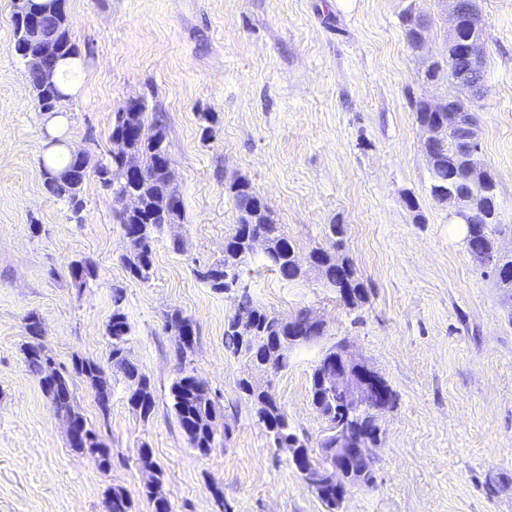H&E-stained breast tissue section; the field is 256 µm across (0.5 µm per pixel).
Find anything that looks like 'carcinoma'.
<instances>
[{"mask_svg":"<svg viewBox=\"0 0 512 512\" xmlns=\"http://www.w3.org/2000/svg\"><path fill=\"white\" fill-rule=\"evenodd\" d=\"M44 11V21L48 31L57 38L59 59L62 64L78 55L75 43L70 33L57 32L56 0H49L41 4ZM444 69L448 74L455 75L458 70V61L448 59V48L444 47L434 60L431 71ZM29 82L36 94L39 109H46L53 114L61 111L63 102L67 101L69 94L64 92L61 85L56 84L49 88L42 87L33 75H28ZM461 96L454 99L442 112H435L422 100L413 101L415 115L419 119H427L433 122L447 123L460 134H465L470 128L477 126L475 117L471 113L469 103V90L463 83L459 84ZM158 140L155 143H137L135 150L140 155L144 175L140 181L144 193V207L138 215H127L116 211V216L122 224L125 233L131 238L130 252L122 256V262L129 274L140 281H147L151 277L152 244L164 227V222L154 210V206L165 197L175 195L176 189L172 186L170 178V160L167 152L163 150L161 143L166 140L163 128L157 129ZM471 164L470 155L450 146H445L437 164L429 169V190L433 198H438L441 193L454 190L460 193L490 192L496 186V179L490 178L483 186H473L466 178V172ZM71 166V161L57 168L54 162L48 159L42 162L41 177L47 192L60 200L68 203L73 213L77 214L83 207L82 188L85 172H79L73 179L64 177V173ZM98 177L101 183L112 190L114 197H119L127 190V181L122 171V162L113 157L111 162L98 168ZM228 192L232 195L237 207L239 217L233 233L229 236L224 258L214 264L209 273H220V280H210L208 284L216 291H224L239 283L238 253L247 248L255 251V242L262 239L266 247L263 255L266 261L278 274L293 273L295 248L288 237L277 224L273 217L269 216L257 224L248 221V215L258 207L261 198L253 189L251 183L241 178L228 186ZM508 231L504 224L480 219V223L469 226L466 238L467 251L475 262L482 260L484 255L492 259L491 270L512 275V253H500L496 250V238ZM342 229L334 224L329 238L330 247L317 248L313 255L326 266V283L333 288H350L354 298H341L347 305H355L356 300L363 298L365 289L357 277L352 263H347L343 268L336 267V250L343 246ZM241 300V307L253 315L255 321V335L250 340H242L233 330L232 323H227L224 328V348L236 358L245 361L248 367L261 366L265 362L273 363L274 372H279L288 367V325L299 319L300 314H295L288 319H283L267 311L258 305L248 290L237 288ZM122 289L114 290L113 302L115 309L109 323V335L112 336V350L108 357L110 367L124 374L129 385V401H134L141 386L150 384L149 378L133 364L125 351L127 336L131 327L122 311ZM177 346V372L170 386V400L174 414L186 433L192 448L201 450L203 445L214 444L220 420L223 419L220 408L216 403L217 395L210 394L209 400H204L200 394L193 374L186 369L187 354L181 343ZM320 367L313 369L310 379V397L314 408L327 421L328 425L336 423V417L330 416L332 409L336 408L338 396L329 397L322 392L318 384ZM102 374L103 367L91 358H73L71 371L65 372L64 383L60 384L55 397V407L75 415L78 419L83 416L76 410L73 377H84L85 374ZM238 388L249 404L255 421L261 424L269 433L271 445L280 447L282 441L288 437L297 436L292 427L288 414L284 407L269 393L253 386L248 377L243 376L238 380Z\"/></svg>","mask_w":512,"mask_h":512,"instance_id":"obj_1","label":"carcinoma"}]
</instances>
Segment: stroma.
I'll return each mask as SVG.
<instances>
[{
  "label": "stroma",
  "instance_id": "obj_1",
  "mask_svg": "<svg viewBox=\"0 0 512 512\" xmlns=\"http://www.w3.org/2000/svg\"><path fill=\"white\" fill-rule=\"evenodd\" d=\"M410 0H66L79 50L63 139L84 151L83 209L44 189L49 129L27 67L13 50V0H0V512H106L111 488L135 512L143 494L139 451L151 449L175 512H325L287 452L272 448L237 388L244 363L224 349L235 296L197 267L224 257L238 219L227 191L247 179L295 246L299 279L282 280L263 254L240 282L268 311H310L326 325L275 375L252 371L297 431L317 442L328 427L309 398L322 354L346 340L389 383L371 486L350 489L344 512H512V290L469 256L448 205L429 193L415 99L453 94L419 78L421 58L400 16ZM488 47V94L477 116L482 153L497 178L499 220L512 224V0H478ZM162 122L184 220L153 245V275L132 279L111 190L112 121L129 99ZM413 194L417 210L405 205ZM344 228L339 257L366 289L341 302L309 261ZM93 265L83 286L72 262ZM131 326L126 350L149 377L155 408L142 419L121 374L107 372L109 414L76 379L78 408L112 456L102 471L68 445L66 427L28 372L25 319L37 312L57 364L107 363L114 289ZM190 318L189 372L224 410L227 436L209 454L191 448L169 400L176 376L166 315Z\"/></svg>",
  "mask_w": 512,
  "mask_h": 512
}]
</instances>
